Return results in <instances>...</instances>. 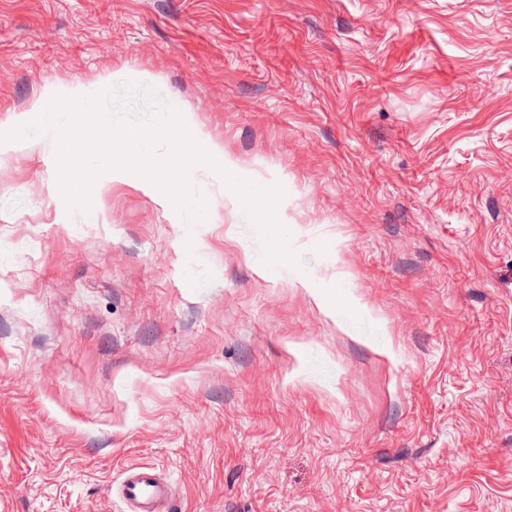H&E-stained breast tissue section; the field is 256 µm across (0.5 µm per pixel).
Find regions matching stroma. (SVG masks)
<instances>
[{
    "instance_id": "35a3bbf8",
    "label": "stroma",
    "mask_w": 512,
    "mask_h": 512,
    "mask_svg": "<svg viewBox=\"0 0 512 512\" xmlns=\"http://www.w3.org/2000/svg\"><path fill=\"white\" fill-rule=\"evenodd\" d=\"M133 81L280 185L189 223L0 142V512H512V0H0V132ZM122 498L130 503L132 512H171L163 511L162 504L173 499V490L169 482L161 479L158 469L153 465H134L128 467L119 484Z\"/></svg>"
}]
</instances>
